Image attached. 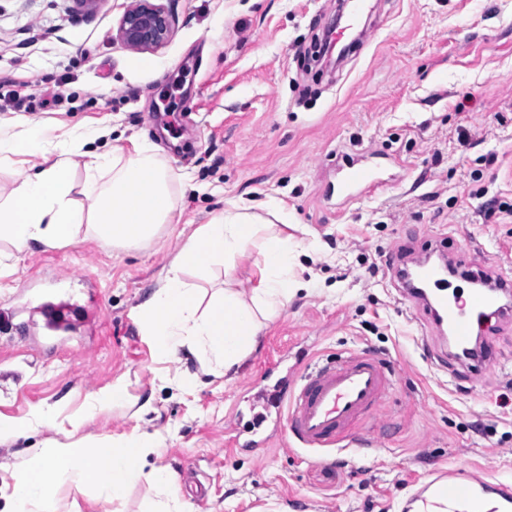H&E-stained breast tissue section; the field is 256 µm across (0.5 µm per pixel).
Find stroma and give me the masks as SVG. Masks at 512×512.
I'll use <instances>...</instances> for the list:
<instances>
[{
    "instance_id": "stroma-1",
    "label": "stroma",
    "mask_w": 512,
    "mask_h": 512,
    "mask_svg": "<svg viewBox=\"0 0 512 512\" xmlns=\"http://www.w3.org/2000/svg\"><path fill=\"white\" fill-rule=\"evenodd\" d=\"M129 0H0V122L35 119L64 134L101 129L98 151L156 146L178 175L176 223L127 249L92 238L19 253L0 243V418L51 412L50 426L0 442V512L11 473L46 441L158 435L144 478L122 500L93 486L56 488L58 512H399L449 468L512 479V317L482 327L498 348L473 376L393 288L386 257L445 236L512 270V0H371L369 41L331 72L313 38L339 0H162L169 41L134 51L116 37ZM42 83H35L36 75ZM377 151L385 182L337 206L339 152ZM287 211L298 246L296 289L226 377L196 358L160 360L136 309L160 286L185 235L229 204ZM348 351L387 363L370 422L376 443L334 454L276 435L228 449L233 426L264 413L279 380ZM129 400L73 427L91 397L117 381ZM191 470L208 489L169 500L148 475Z\"/></svg>"
}]
</instances>
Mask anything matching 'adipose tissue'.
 Here are the masks:
<instances>
[{
  "label": "adipose tissue",
  "mask_w": 512,
  "mask_h": 512,
  "mask_svg": "<svg viewBox=\"0 0 512 512\" xmlns=\"http://www.w3.org/2000/svg\"><path fill=\"white\" fill-rule=\"evenodd\" d=\"M97 130L58 137L39 124L19 134L0 124V159L16 154L43 156L39 169L0 193V242L24 252L56 248L90 236L119 248L136 247L159 237L176 211L174 178L147 142L132 151L94 152L75 185L70 155L100 138ZM57 159H49V151ZM82 199H75L74 190ZM275 209L248 212L224 209L195 228L159 288L138 309L141 331L159 358L182 348L200 353L205 369L227 375L251 354L256 337L287 302L295 284V248L276 230ZM252 260L258 284L239 288L233 273L238 260ZM224 263V280L205 289L192 274L215 261ZM147 434L131 433L87 448L49 443L28 455L14 473L10 512H57L54 491L60 483L96 484L101 495L117 499L142 475L146 455L156 448Z\"/></svg>",
  "instance_id": "adipose-tissue-1"
}]
</instances>
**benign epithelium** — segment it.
Wrapping results in <instances>:
<instances>
[{
  "label": "benign epithelium",
  "instance_id": "7a95c632",
  "mask_svg": "<svg viewBox=\"0 0 512 512\" xmlns=\"http://www.w3.org/2000/svg\"><path fill=\"white\" fill-rule=\"evenodd\" d=\"M172 13L154 0H130L117 30V38L134 50H152L170 37Z\"/></svg>",
  "mask_w": 512,
  "mask_h": 512
}]
</instances>
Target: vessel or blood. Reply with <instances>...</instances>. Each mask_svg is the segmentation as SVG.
<instances>
[{
	"mask_svg": "<svg viewBox=\"0 0 512 512\" xmlns=\"http://www.w3.org/2000/svg\"><path fill=\"white\" fill-rule=\"evenodd\" d=\"M383 182L380 163L368 157L337 166L332 193L337 202L347 203L372 192ZM465 272L477 281L466 299L448 298L444 283L434 265L422 264L415 270L417 278L436 288L433 301L404 296L414 303L430 327L431 333L448 332L458 347H468L476 322L488 310L507 314L501 305L502 294L512 291V275L502 274L482 262L469 260ZM388 384L384 364L368 352H349L337 359L302 369L280 400L285 408L283 431L302 448L329 452L350 445H367L368 440L353 433L352 424L369 416L379 404ZM432 496L417 493L424 512H512V481L487 477L464 468L449 470L447 476L430 481Z\"/></svg>",
	"mask_w": 512,
	"mask_h": 512,
	"instance_id": "vessel-or-blood-1",
	"label": "vessel or blood"
}]
</instances>
